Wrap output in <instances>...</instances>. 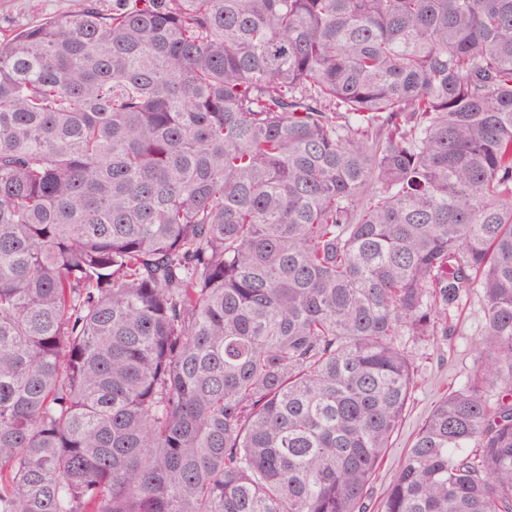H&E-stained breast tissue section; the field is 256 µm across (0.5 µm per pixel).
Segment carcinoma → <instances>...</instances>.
<instances>
[{"mask_svg": "<svg viewBox=\"0 0 512 512\" xmlns=\"http://www.w3.org/2000/svg\"><path fill=\"white\" fill-rule=\"evenodd\" d=\"M476 290L380 512H512V0H78L0 38V512H370L403 337Z\"/></svg>", "mask_w": 512, "mask_h": 512, "instance_id": "1", "label": "carcinoma"}]
</instances>
